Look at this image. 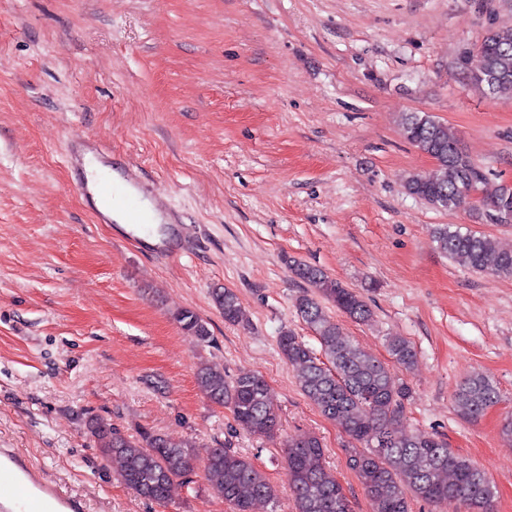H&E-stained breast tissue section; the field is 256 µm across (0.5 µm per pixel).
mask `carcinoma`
Masks as SVG:
<instances>
[{"label": "carcinoma", "mask_w": 512, "mask_h": 512, "mask_svg": "<svg viewBox=\"0 0 512 512\" xmlns=\"http://www.w3.org/2000/svg\"><path fill=\"white\" fill-rule=\"evenodd\" d=\"M477 54L480 64L470 72V83L490 97L511 94L512 26L489 30ZM400 125L404 139L434 160L431 170L407 179L410 194L441 210L470 205L489 224L494 223L501 207L512 204V186L501 184L478 200L462 190L466 180L480 188L484 175L447 125L425 112L403 113ZM432 237L442 253L464 261L473 270L512 278V251L500 248L495 238L448 224L436 225ZM290 268L309 286L296 297L295 306L315 334L324 358L291 330L278 336L280 353L296 368L302 392L322 416L338 423L360 444L349 449L348 465L359 478L373 512H410L413 499L435 506L455 501L469 512H493V488L484 469L433 434L398 431L411 389L395 379L390 364L412 369L416 353L410 342L401 337L388 340L389 364L368 354L340 333L320 302L326 299L349 318L366 323L373 312L363 297L318 267L293 260ZM212 298L224 322H245L234 291L216 288ZM174 319L198 343L214 341L208 323L194 311L181 309ZM195 381L210 402L229 408L237 424L249 433L268 436L278 429L279 414L262 375L246 371L228 380L224 370L202 364L196 369ZM498 402V388L482 374L460 383L453 394L457 413L473 422ZM86 428L102 453L118 463V480L140 498L169 502L174 486L194 469L190 446L184 440L147 429L126 435L98 416L90 418ZM284 453L296 512H352L342 485L325 465L317 437L294 436ZM202 468L207 484L234 512H254L257 504L277 498L276 488L263 472L248 457L229 448L210 449Z\"/></svg>", "instance_id": "obj_1"}]
</instances>
